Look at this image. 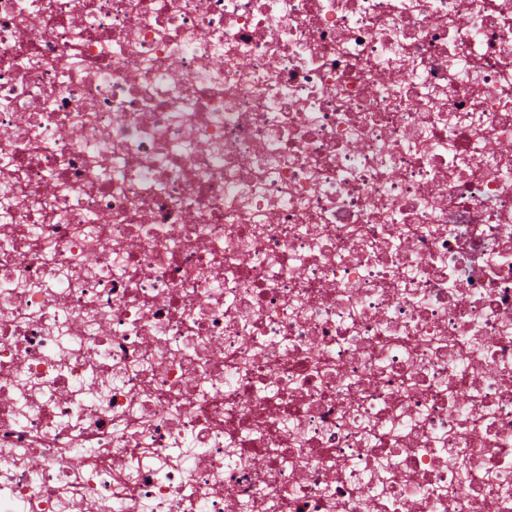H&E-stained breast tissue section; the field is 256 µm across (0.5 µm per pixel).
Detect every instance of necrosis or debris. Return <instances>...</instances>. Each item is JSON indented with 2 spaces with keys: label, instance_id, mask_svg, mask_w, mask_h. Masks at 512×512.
I'll use <instances>...</instances> for the list:
<instances>
[{
  "label": "necrosis or debris",
  "instance_id": "obj_1",
  "mask_svg": "<svg viewBox=\"0 0 512 512\" xmlns=\"http://www.w3.org/2000/svg\"><path fill=\"white\" fill-rule=\"evenodd\" d=\"M505 144L512 0H0V512H512Z\"/></svg>",
  "mask_w": 512,
  "mask_h": 512
}]
</instances>
